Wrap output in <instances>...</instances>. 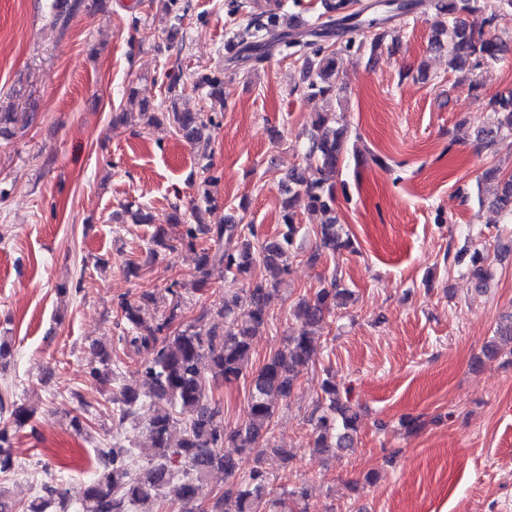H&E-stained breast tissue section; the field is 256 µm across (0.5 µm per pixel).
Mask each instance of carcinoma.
Returning <instances> with one entry per match:
<instances>
[{
  "label": "carcinoma",
  "instance_id": "cac0c4a2",
  "mask_svg": "<svg viewBox=\"0 0 512 512\" xmlns=\"http://www.w3.org/2000/svg\"><path fill=\"white\" fill-rule=\"evenodd\" d=\"M85 0H65V9L52 3L54 23L66 25L70 16L79 12ZM357 0H326L331 12L325 28H336L346 36L340 50L375 53L385 45L391 32L390 23L419 6L434 10L433 35L430 48L448 53V69L456 71L466 66L476 69L496 62L503 45L495 34L498 23L512 18V0H376L371 8L387 9L382 17H363L368 7L355 8ZM287 26L281 15L272 10L251 14L246 25L234 33L228 50H257L278 43L304 58L305 89L310 96L330 99L337 95V51L324 47L307 36L317 31L285 33ZM190 79L182 68L168 74L167 93L170 107L158 112L145 102L140 117L148 127L169 126L174 135L192 146L199 156H208L211 137L200 112L181 110L176 99ZM207 87L210 103L224 100L223 82L211 77L196 81ZM486 108L496 116L494 135L481 139V145L491 147L496 134L506 129L512 132V93L491 96ZM355 166L370 161L384 163L360 138H351L349 127L340 123L336 112L327 110L315 114L308 146L304 153V176L298 169L288 174V187L283 200L282 231L275 239H260L252 224L226 220L222 224H207L200 218V208L193 209L194 222L174 205L168 223L183 226L181 240L199 247L196 259V284L207 288L215 276L227 274L247 285L224 293L208 315L212 324L206 335L192 331L191 326L163 334L181 312V301L170 289L168 315L162 322L151 310L162 300L153 290H142L132 299L120 302L121 321L116 323L117 344L136 352H152V359L136 370L139 384H123L112 393V402L119 405L113 415L115 427L126 421H136L139 410L150 402L153 410L144 421L151 450L150 466L142 470L130 468L126 462L131 450L117 443L97 449L95 478L85 489L84 512H154L159 505L169 504L173 512H200L204 499V480L215 472L224 473V494L216 499L211 512H224V504L234 503V512H305L301 502L308 489L295 485L285 496L273 495L271 478L263 468L269 454L291 461L288 450L278 446L271 435V425L279 402L293 392L302 370L317 356L315 336L326 317L354 302V293L339 279L317 290L310 300L298 302L291 309L297 327L286 338L284 346L272 354L257 370L247 372L252 356V340L267 324L271 305L288 275L287 251L299 233L296 202L303 199L306 209L320 213L326 219L320 225L319 249L332 253L355 252L353 240L341 232L336 216L335 184L346 158ZM483 177L497 181L498 193L492 205L498 209L505 224H512V172L499 168L487 169ZM215 178H203L198 186L206 208L218 206V198L210 191ZM124 214L139 224H150V212L138 204L129 203ZM219 244L217 249L207 242ZM165 231L151 239L148 257L162 250H174ZM264 269L258 281L250 280L256 265ZM467 271L478 284L486 283L490 275L489 253L476 250L469 259ZM111 350L102 346L97 361L88 365L89 381L106 386L117 380L119 372L110 367ZM250 378L249 418L237 427L224 424V409L215 400L213 391L222 384L242 377ZM323 396L313 409L309 422L312 427V447L321 452L343 449L351 445L358 429L359 413L342 400L334 376L322 383ZM9 413L11 424L0 426V474L14 468L11 453L12 429L29 424L32 414L17 403L6 404L0 399V412ZM236 448V454L224 453L225 445ZM65 510L60 489L51 481L41 483L40 495L26 512H46L53 503Z\"/></svg>",
  "mask_w": 512,
  "mask_h": 512
}]
</instances>
